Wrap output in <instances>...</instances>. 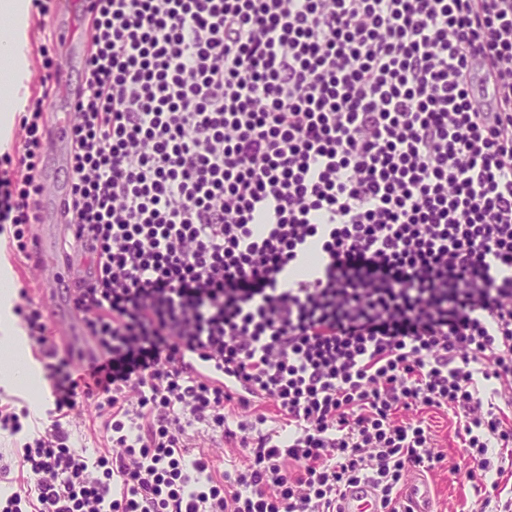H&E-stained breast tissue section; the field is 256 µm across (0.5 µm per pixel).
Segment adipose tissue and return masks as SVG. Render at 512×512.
<instances>
[{"label": "adipose tissue", "mask_w": 512, "mask_h": 512, "mask_svg": "<svg viewBox=\"0 0 512 512\" xmlns=\"http://www.w3.org/2000/svg\"><path fill=\"white\" fill-rule=\"evenodd\" d=\"M34 10L32 0H0V59L9 65V72L0 76V156L12 153V131L15 117L28 103L24 82L29 49V19ZM17 285L11 264L0 250V361L8 363L12 375L29 374L27 363L16 361L21 351L22 333L14 312Z\"/></svg>", "instance_id": "ef3b65f1"}]
</instances>
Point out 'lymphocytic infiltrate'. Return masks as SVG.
Instances as JSON below:
<instances>
[{"mask_svg": "<svg viewBox=\"0 0 512 512\" xmlns=\"http://www.w3.org/2000/svg\"><path fill=\"white\" fill-rule=\"evenodd\" d=\"M95 2L63 184L93 348L59 355L27 316L56 399L0 512H335L364 481L408 512L443 461L431 411L455 418L450 473L512 512V0ZM61 68L32 74L0 172L22 256ZM312 247L323 270L281 285ZM86 399L111 433L93 459L65 428ZM270 410L279 430L228 422ZM192 420L246 465L213 473ZM411 512H433L431 492L428 484L421 477L411 478L405 497Z\"/></svg>", "mask_w": 512, "mask_h": 512, "instance_id": "1", "label": "lymphocytic infiltrate"}]
</instances>
